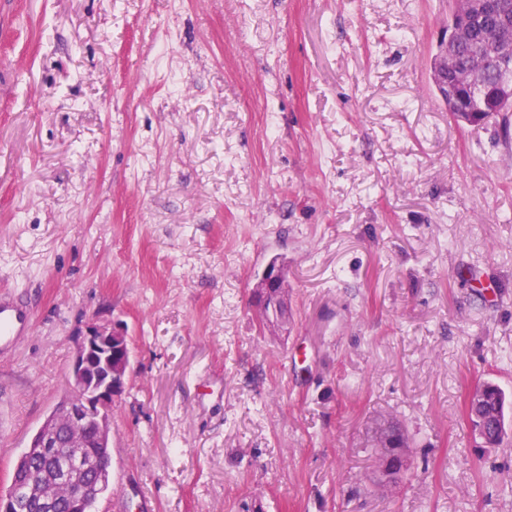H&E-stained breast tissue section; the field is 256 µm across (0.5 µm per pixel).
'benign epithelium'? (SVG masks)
<instances>
[{"label":"benign epithelium","mask_w":512,"mask_h":512,"mask_svg":"<svg viewBox=\"0 0 512 512\" xmlns=\"http://www.w3.org/2000/svg\"><path fill=\"white\" fill-rule=\"evenodd\" d=\"M467 30L448 31L440 38L439 58L431 67L432 81L439 85L448 72L451 41L466 37ZM285 269L269 262L264 267L258 297L269 308L274 322L288 325V312L280 309L277 288ZM128 344L124 328L111 323L93 322L79 342L70 372L71 391L62 399L33 436L24 453L48 458L60 464L54 471L56 498L39 502L42 512H57L64 504L68 512H89L91 488L79 483L89 472L105 475L108 463L100 460L96 449L110 442V412L113 397L121 393L128 380ZM34 495L33 487L11 481L0 499V512H16L19 502Z\"/></svg>","instance_id":"7a95c632"}]
</instances>
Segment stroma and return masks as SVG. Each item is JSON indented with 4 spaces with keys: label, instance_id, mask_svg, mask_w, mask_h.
<instances>
[{
    "label": "stroma",
    "instance_id": "stroma-1",
    "mask_svg": "<svg viewBox=\"0 0 512 512\" xmlns=\"http://www.w3.org/2000/svg\"><path fill=\"white\" fill-rule=\"evenodd\" d=\"M454 8L0 0V290L35 319L0 357V490L110 321L132 360L95 512H512V112L460 126L438 96ZM285 269L279 263L268 262L264 267L261 277L258 297L263 306H268L272 319L281 326L288 325V311H283L279 307V297L277 288ZM481 387L486 391L487 397L481 406L476 407L475 415L481 414L485 417H492L494 422L499 423L500 426H506L505 393L498 386L491 383H484Z\"/></svg>",
    "mask_w": 512,
    "mask_h": 512
}]
</instances>
